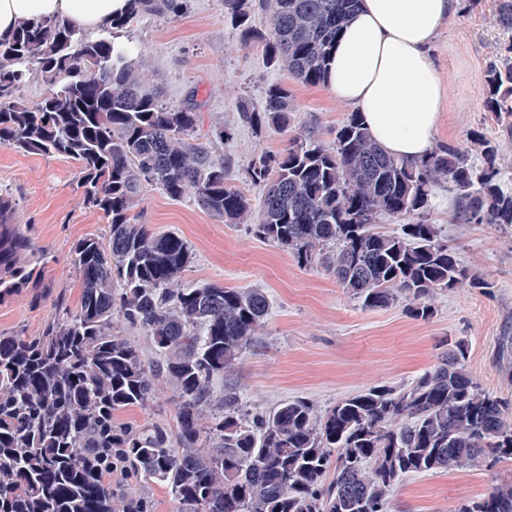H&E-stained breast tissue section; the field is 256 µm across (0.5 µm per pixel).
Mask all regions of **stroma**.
Listing matches in <instances>:
<instances>
[{
	"mask_svg": "<svg viewBox=\"0 0 512 512\" xmlns=\"http://www.w3.org/2000/svg\"><path fill=\"white\" fill-rule=\"evenodd\" d=\"M495 0H475L457 9L437 31L432 57L445 85L435 140H465L478 130L495 137L485 112L483 73L498 39ZM127 36L141 47L152 72L151 87L169 105L194 95L205 126L229 128V139L213 149L229 164V182L253 200L261 192L245 178L249 162L281 151L291 136L309 130L331 141L350 113L322 86L290 79L268 67L260 46L243 48L224 17V0H188L178 16L144 15ZM288 84L295 112L288 130L255 133L240 123L238 103L260 101L266 85ZM82 177L71 160L57 155L23 154L0 146V193L15 199L17 223L26 225L33 259L46 282L77 303L81 280L69 261L78 239H107L109 227L86 209L77 191ZM451 202L440 192L432 220L457 249L468 269L491 279V293L455 290L434 299L426 322L411 319L402 306L362 308L322 268L300 267L287 250L249 233L246 225L220 222L192 199H172L151 189L133 209L136 223L185 239L193 261L183 274L189 286L218 284L264 289L270 309L261 331V348L247 353L234 371L248 406L269 410L302 396L326 410L337 399L371 386L406 385L437 361L447 339L468 345L467 367L484 387L512 398V232L488 224H452ZM56 310L50 301L33 303L30 289L0 302V333L36 336ZM512 479V462L483 469L423 473L394 490V512H455L465 499L484 494L497 481Z\"/></svg>",
	"mask_w": 512,
	"mask_h": 512,
	"instance_id": "obj_1",
	"label": "stroma"
}]
</instances>
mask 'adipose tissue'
<instances>
[{"label": "adipose tissue", "mask_w": 512, "mask_h": 512, "mask_svg": "<svg viewBox=\"0 0 512 512\" xmlns=\"http://www.w3.org/2000/svg\"><path fill=\"white\" fill-rule=\"evenodd\" d=\"M456 2L359 0L337 37L326 86L393 156L417 160L434 146L444 86L430 46ZM127 10V0H0V35L22 17L59 16L97 31Z\"/></svg>", "instance_id": "adipose-tissue-1"}]
</instances>
